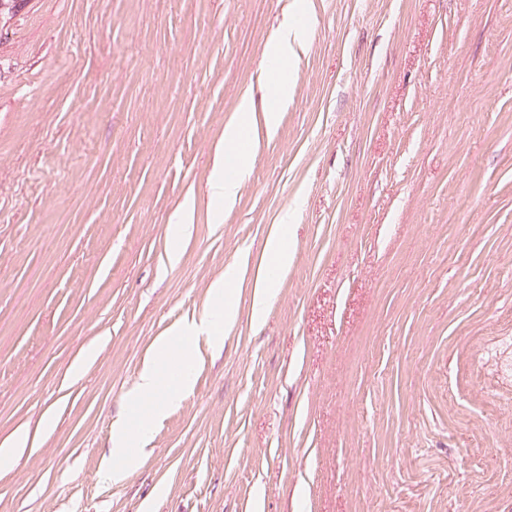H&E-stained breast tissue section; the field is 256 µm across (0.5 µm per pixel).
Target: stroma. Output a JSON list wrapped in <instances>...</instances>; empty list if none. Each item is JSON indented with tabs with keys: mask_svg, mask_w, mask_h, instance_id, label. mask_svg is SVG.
<instances>
[{
	"mask_svg": "<svg viewBox=\"0 0 512 512\" xmlns=\"http://www.w3.org/2000/svg\"><path fill=\"white\" fill-rule=\"evenodd\" d=\"M284 24L292 94L213 225ZM237 262L223 349L112 483L157 338ZM19 427L0 512H512V0H28L0 28V440ZM253 99L249 92H245L241 99L235 116L224 126V149L220 158L212 167L208 181V193L211 199L220 205L215 208L211 215L212 224H223L224 206L233 203L239 192L242 176L250 164V154L239 149L243 140L253 138L256 132V114L252 111ZM231 159L234 165V172L226 170L224 159ZM192 215V208L190 203L188 202L186 204L184 213L182 214L181 222L180 224L173 225L171 229V238L173 241V247L170 250L167 258L171 262H178L180 257V248L179 244L181 242V239L188 233L189 226H190V218ZM266 263L257 275L252 293V317L261 321L277 293V274L288 269L292 254L288 246V224H277L265 246Z\"/></svg>",
	"mask_w": 512,
	"mask_h": 512,
	"instance_id": "35a3bbf8",
	"label": "stroma"
}]
</instances>
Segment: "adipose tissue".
Listing matches in <instances>:
<instances>
[{
    "instance_id": "adipose-tissue-1",
    "label": "adipose tissue",
    "mask_w": 512,
    "mask_h": 512,
    "mask_svg": "<svg viewBox=\"0 0 512 512\" xmlns=\"http://www.w3.org/2000/svg\"><path fill=\"white\" fill-rule=\"evenodd\" d=\"M304 50V43L297 28L282 29L267 45L266 56L274 69L267 78V88L278 102H287L291 95L289 76ZM274 128L279 122L277 111L255 114L251 94H243L232 120L224 127V149L216 160L208 181V193L217 206L211 221L224 222V207L235 201L242 176L250 164V155L240 149L241 141L254 136L257 123ZM266 263L258 274L252 293V317L261 320L277 293V274L287 269L292 254L288 246V227L276 225L265 246ZM239 271L230 267L223 277L210 288V298L197 316L172 326L169 334L160 337L154 356L147 360L139 372L133 396L137 402L148 403L149 409L142 414L136 427H117L112 433V479L119 482L136 471L143 463L153 423L171 407L179 394L193 387L194 369L198 355L199 339H207L213 345L224 343V333L238 316L237 283ZM178 370V377L171 387H163L166 366Z\"/></svg>"
}]
</instances>
